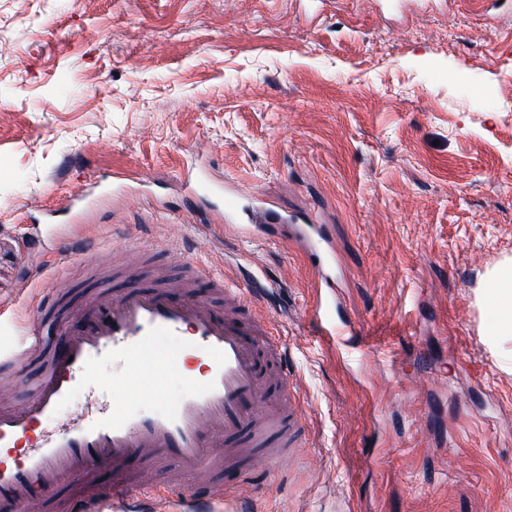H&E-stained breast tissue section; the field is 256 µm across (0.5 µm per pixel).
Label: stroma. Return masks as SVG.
Segmentation results:
<instances>
[{
	"label": "stroma",
	"instance_id": "35a3bbf8",
	"mask_svg": "<svg viewBox=\"0 0 512 512\" xmlns=\"http://www.w3.org/2000/svg\"><path fill=\"white\" fill-rule=\"evenodd\" d=\"M97 183L76 215L70 194ZM312 213L340 278L314 336L294 240L212 237L225 188ZM97 255L58 260L47 238ZM277 284L269 320L309 434L256 472L251 512H512V351H491L485 272L512 257V19L460 0H0V348L56 280L129 245ZM103 378L124 409L182 391Z\"/></svg>",
	"mask_w": 512,
	"mask_h": 512
}]
</instances>
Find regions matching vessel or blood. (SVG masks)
<instances>
[{
  "mask_svg": "<svg viewBox=\"0 0 512 512\" xmlns=\"http://www.w3.org/2000/svg\"><path fill=\"white\" fill-rule=\"evenodd\" d=\"M270 224L295 225L316 261V298L309 311L324 341L351 333L332 312L335 269L331 243L312 214L281 213L268 201L233 194L224 198L225 234L246 240L266 237ZM213 299L197 296L192 282L161 276L133 277L120 289L97 280L95 297L79 327L57 347L33 343L24 357L45 364L22 406L0 407V448H20L0 461V512H30L34 500L69 483V512H149L158 475L168 464L192 475V484L170 483L168 492L184 512H216L232 500L243 505L245 484L218 481V474L248 475L288 461L306 434L301 405L293 400L280 340L257 309L269 288L210 278ZM160 336L183 340L179 353L145 362ZM114 356L164 369L183 391L166 411H121L111 399L92 395L80 418L48 430L73 390L98 380L96 359ZM205 360L203 377L188 374L182 360Z\"/></svg>",
  "mask_w": 512,
  "mask_h": 512,
  "instance_id": "vessel-or-blood-1",
  "label": "vessel or blood"
}]
</instances>
